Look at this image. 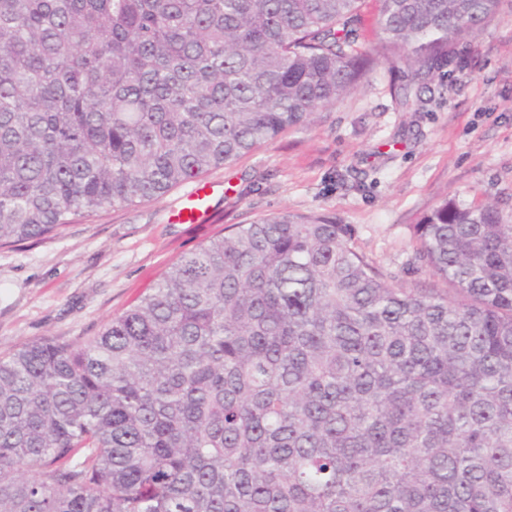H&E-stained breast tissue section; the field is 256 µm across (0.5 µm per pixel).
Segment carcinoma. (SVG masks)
Returning a JSON list of instances; mask_svg holds the SVG:
<instances>
[{"instance_id":"1","label":"carcinoma","mask_w":512,"mask_h":512,"mask_svg":"<svg viewBox=\"0 0 512 512\" xmlns=\"http://www.w3.org/2000/svg\"><path fill=\"white\" fill-rule=\"evenodd\" d=\"M360 0H0V246L159 197L352 93ZM500 0H380L411 78ZM390 283L288 211L191 251L94 336L0 356V512H512V221L413 225Z\"/></svg>"}]
</instances>
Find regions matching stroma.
<instances>
[{
    "mask_svg": "<svg viewBox=\"0 0 512 512\" xmlns=\"http://www.w3.org/2000/svg\"><path fill=\"white\" fill-rule=\"evenodd\" d=\"M379 61L367 82L309 126L203 174L207 222L178 224L181 184L123 209L78 217L53 237L0 247V354L42 337L96 335L183 255L231 225L286 210L351 225L396 285L436 283L412 226L447 198L497 204L512 219V0L411 97Z\"/></svg>",
    "mask_w": 512,
    "mask_h": 512,
    "instance_id": "stroma-1",
    "label": "stroma"
}]
</instances>
